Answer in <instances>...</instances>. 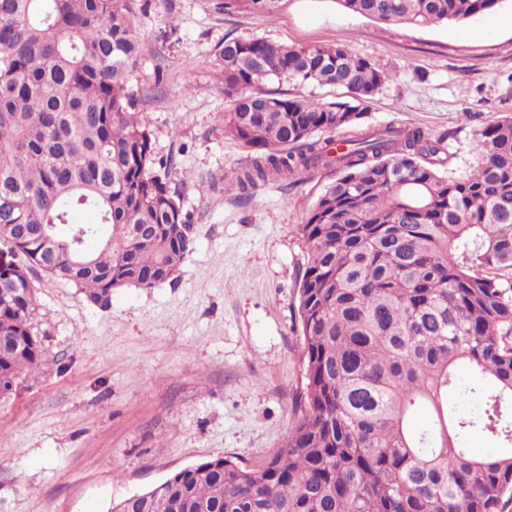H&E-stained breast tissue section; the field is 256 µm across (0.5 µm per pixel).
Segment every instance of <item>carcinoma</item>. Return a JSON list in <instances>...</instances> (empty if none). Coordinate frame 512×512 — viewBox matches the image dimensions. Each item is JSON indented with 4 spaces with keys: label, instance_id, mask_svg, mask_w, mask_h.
I'll use <instances>...</instances> for the list:
<instances>
[{
    "label": "carcinoma",
    "instance_id": "obj_1",
    "mask_svg": "<svg viewBox=\"0 0 512 512\" xmlns=\"http://www.w3.org/2000/svg\"><path fill=\"white\" fill-rule=\"evenodd\" d=\"M278 0H229L271 14ZM502 0H337L376 20L425 27ZM142 0H0V397L39 369V269L105 307L153 288L190 250L188 217L156 159L129 79ZM215 66L232 106L224 137L256 148L232 171L243 195L334 168L299 225L304 340L301 418L278 453L224 457L170 474L118 512H506L512 505V116L478 132L473 170L441 172L444 138L388 125L332 153L316 132L358 124L386 74L350 46L226 39ZM341 86L353 105L264 90L274 80ZM77 210L96 221L70 224ZM94 241L97 247L88 248ZM466 366L489 387H464ZM477 412L462 417L456 402ZM426 410L431 424L410 420ZM480 429L508 450L475 456Z\"/></svg>",
    "mask_w": 512,
    "mask_h": 512
}]
</instances>
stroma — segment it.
Listing matches in <instances>:
<instances>
[{
	"label": "stroma",
	"mask_w": 512,
	"mask_h": 512,
	"mask_svg": "<svg viewBox=\"0 0 512 512\" xmlns=\"http://www.w3.org/2000/svg\"><path fill=\"white\" fill-rule=\"evenodd\" d=\"M225 0H149L131 83L170 164L193 244L172 279L90 304L34 271L40 368L0 398V512H109L170 473L216 457L258 466L300 413L299 234L335 170L240 195L227 173L253 147L225 138L231 102L214 66L224 40L347 44L388 78L363 127L444 137L469 173L477 130L512 114V0L460 23L390 25L337 0H279L273 14Z\"/></svg>",
	"instance_id": "1"
}]
</instances>
